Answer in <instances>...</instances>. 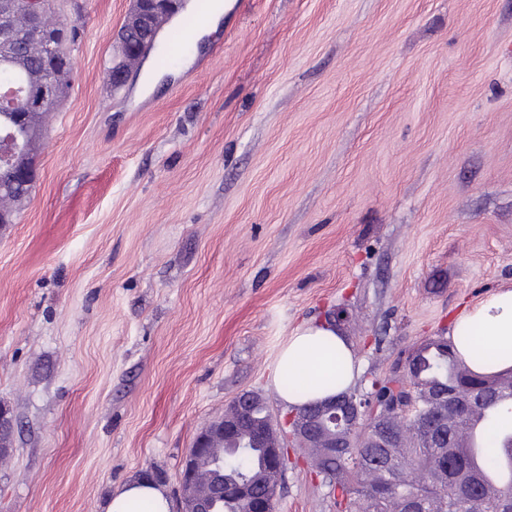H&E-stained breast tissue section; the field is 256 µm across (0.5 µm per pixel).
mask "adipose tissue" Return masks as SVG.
I'll return each mask as SVG.
<instances>
[{
	"instance_id": "1",
	"label": "adipose tissue",
	"mask_w": 512,
	"mask_h": 512,
	"mask_svg": "<svg viewBox=\"0 0 512 512\" xmlns=\"http://www.w3.org/2000/svg\"><path fill=\"white\" fill-rule=\"evenodd\" d=\"M449 336L473 371L493 374L512 367V285L497 288L485 300L462 311ZM298 380L297 390L281 391L290 405L323 400L351 387L359 374L351 348L339 330L326 323L298 328L282 347L272 372ZM107 512H169L165 492L148 482H134L115 494Z\"/></svg>"
}]
</instances>
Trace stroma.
I'll return each instance as SVG.
<instances>
[{"instance_id":"obj_1","label":"stroma","mask_w":512,"mask_h":512,"mask_svg":"<svg viewBox=\"0 0 512 512\" xmlns=\"http://www.w3.org/2000/svg\"><path fill=\"white\" fill-rule=\"evenodd\" d=\"M176 63L107 70L131 0H68L71 87L0 227V512L175 499L198 431L342 314L384 377L512 284V0H224ZM155 82H147L152 71ZM278 512H336L305 465ZM107 512H169V501L159 486L138 481L115 494Z\"/></svg>"}]
</instances>
